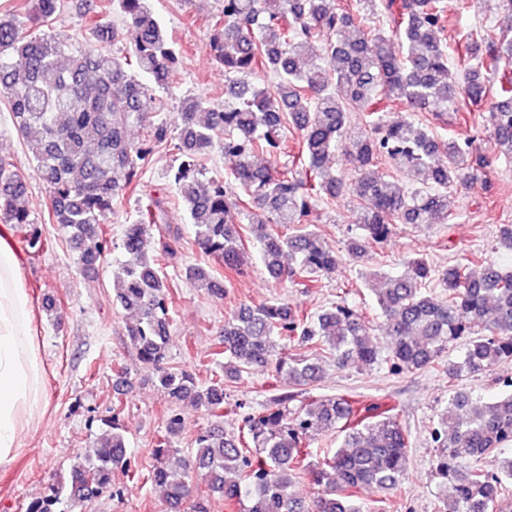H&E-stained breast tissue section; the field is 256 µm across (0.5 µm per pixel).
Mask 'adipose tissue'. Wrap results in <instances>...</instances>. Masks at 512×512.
<instances>
[{
  "label": "adipose tissue",
  "instance_id": "obj_1",
  "mask_svg": "<svg viewBox=\"0 0 512 512\" xmlns=\"http://www.w3.org/2000/svg\"><path fill=\"white\" fill-rule=\"evenodd\" d=\"M33 319L18 256L0 238V467L15 460L21 436L39 416L44 401Z\"/></svg>",
  "mask_w": 512,
  "mask_h": 512
}]
</instances>
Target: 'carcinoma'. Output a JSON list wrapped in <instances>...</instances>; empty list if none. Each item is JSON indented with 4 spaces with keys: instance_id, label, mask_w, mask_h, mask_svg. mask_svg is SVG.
<instances>
[{
    "instance_id": "cac0c4a2",
    "label": "carcinoma",
    "mask_w": 512,
    "mask_h": 512,
    "mask_svg": "<svg viewBox=\"0 0 512 512\" xmlns=\"http://www.w3.org/2000/svg\"><path fill=\"white\" fill-rule=\"evenodd\" d=\"M210 38V52L224 67L232 102L219 108L201 98L181 99L177 131L154 121V88H170L179 52L153 17L146 0H89L84 29L66 39L24 28L15 14H0V104L7 106L17 133L26 140L35 172L48 192L51 224L68 234L85 271L112 249L120 250L113 278L115 300L137 316L127 329L130 345L157 371L167 396L165 430L154 443L148 480L158 486L168 512H182L193 483L224 500L246 502L245 512H362L360 493L397 491L409 464V435L395 407L357 406L346 395L302 398V388L319 382L323 360L301 348L326 346L336 367L351 360L365 367L381 361L395 372L432 368L449 346L468 337L459 360L448 361L449 396L442 425L431 432L441 449L437 474L455 491L441 512H509L512 509V393L484 402L459 385L463 378L512 359V270L462 254L436 268L422 259L397 273L375 272L368 285L389 337L381 354L370 337V321L345 304L318 313L292 310L284 302L239 306L220 332L225 377L237 380L255 367L288 376L296 389L240 414L235 433L218 424L201 430L196 451L181 469L170 467L173 438L184 427L177 405L190 400L215 419L224 408V383L203 387L196 374L165 366L172 316L171 283L162 265L177 254L182 232L167 220V194L158 189L139 201L136 218L119 241L102 224L136 191L146 164L164 146L178 164L168 181L178 191L195 240L226 272L239 275L248 264L241 227L227 219L235 207L256 229L269 277L310 291L336 271L342 257L322 234L303 227L313 206L344 189V156L357 173V221L362 234L350 238L356 260L387 240L397 224L448 223V191L486 186L488 157L412 120H386L398 101L413 112H463L488 105L493 153L512 158V0H487L506 25L467 28L457 48L463 72L450 67L441 36L444 0H223ZM58 0H37L32 24L47 27ZM120 11L136 31L134 46L117 47L118 31L104 20ZM272 85L254 83L258 74ZM360 112L368 127L344 139L349 114ZM146 128L138 141L132 127ZM299 134L298 159L306 168L258 166V153H286L281 131ZM218 150L230 165L231 181L202 178V160ZM386 161L398 180L373 170ZM0 222L27 228L29 254L50 240L33 227L28 182L0 156ZM158 231L156 253L147 235ZM298 258L285 266L284 254ZM195 286L216 299L225 289L207 265L186 269ZM437 282L443 297L430 294ZM339 430L335 450L315 452L311 441ZM128 466L125 439L112 434L86 448L68 478L50 486L28 512L43 503L86 506L111 490L112 471ZM320 487L308 502L292 491L295 478Z\"/></svg>"
}]
</instances>
